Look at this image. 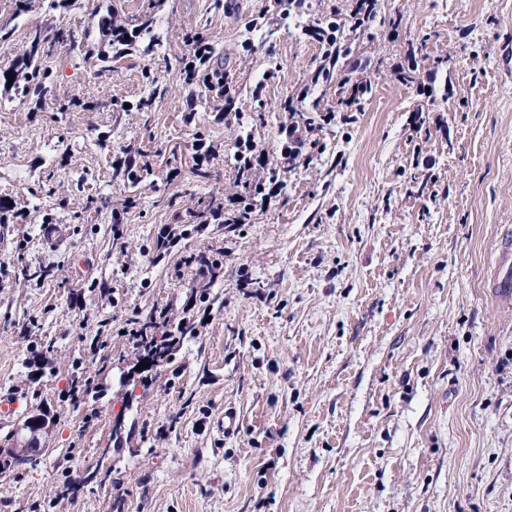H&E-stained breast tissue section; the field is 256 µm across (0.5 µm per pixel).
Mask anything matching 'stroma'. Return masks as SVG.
I'll use <instances>...</instances> for the list:
<instances>
[{
  "label": "stroma",
  "instance_id": "obj_1",
  "mask_svg": "<svg viewBox=\"0 0 512 512\" xmlns=\"http://www.w3.org/2000/svg\"><path fill=\"white\" fill-rule=\"evenodd\" d=\"M98 2L51 14L0 0L12 31L0 68L37 26L96 37ZM116 6L130 28L157 14L152 49L102 74L53 46L37 106L0 87V397L18 403L0 447L49 418L34 463L0 468V512H512V302L495 294L512 278L499 264L512 79L495 63L512 0H378L364 33L350 30L351 0H309L303 14L288 0ZM331 20L347 53L314 84L322 50L303 30ZM197 33L239 114L185 83ZM154 78L169 92L141 111ZM348 81L368 87L350 107ZM65 90L83 106L57 111ZM301 93L307 158L291 162L283 104ZM245 135L264 165L243 174ZM125 149L143 167L133 183L114 168ZM268 179L269 208L212 220V205ZM165 224L185 237L160 245ZM200 254L222 271L196 279L186 261ZM155 309L159 341L186 313L198 323L152 359L120 330ZM79 373L92 384L77 403L66 387Z\"/></svg>",
  "mask_w": 512,
  "mask_h": 512
}]
</instances>
